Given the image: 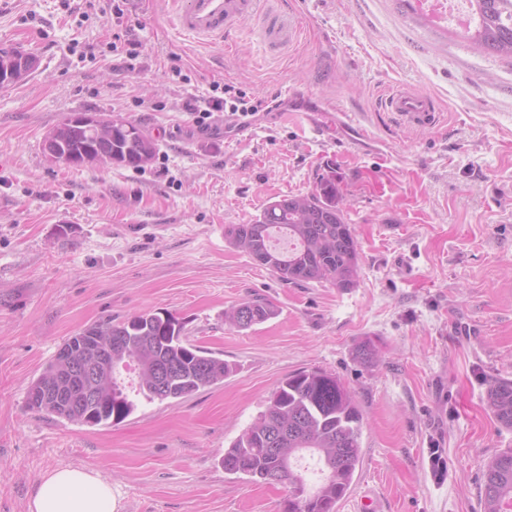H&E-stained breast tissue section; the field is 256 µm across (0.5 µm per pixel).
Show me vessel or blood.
Wrapping results in <instances>:
<instances>
[{
  "label": "vessel or blood",
  "mask_w": 512,
  "mask_h": 512,
  "mask_svg": "<svg viewBox=\"0 0 512 512\" xmlns=\"http://www.w3.org/2000/svg\"><path fill=\"white\" fill-rule=\"evenodd\" d=\"M258 4L259 0H180L177 21L186 34L220 39L241 18L255 14ZM386 105L406 126L431 127L439 121L433 99L425 94L397 88Z\"/></svg>",
  "instance_id": "1"
}]
</instances>
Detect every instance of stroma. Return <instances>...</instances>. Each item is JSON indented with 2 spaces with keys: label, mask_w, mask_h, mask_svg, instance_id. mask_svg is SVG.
Here are the masks:
<instances>
[{
  "label": "stroma",
  "mask_w": 512,
  "mask_h": 512,
  "mask_svg": "<svg viewBox=\"0 0 512 512\" xmlns=\"http://www.w3.org/2000/svg\"><path fill=\"white\" fill-rule=\"evenodd\" d=\"M174 0H0V47L39 59L0 86V512H28L38 478L90 467L121 512H282L286 488L225 474V448L289 374L339 376L364 415L362 463L337 512H482L485 462L512 448L487 404L512 379V59L435 26L413 0H259L220 41L184 35ZM296 11L301 40L265 32ZM139 41L129 60L125 33ZM231 85L269 102L234 137L184 105ZM404 87L440 111L399 125ZM78 112L118 114L157 142L151 165L65 167L47 130ZM335 171L359 243L354 287L288 284L230 245L273 197ZM248 299L274 318L224 321ZM169 311L190 343L233 364L222 385L139 402L87 426L32 412L27 388L64 341L110 318ZM370 343L375 363L361 360ZM447 463L435 477L429 460Z\"/></svg>",
  "instance_id": "1"
}]
</instances>
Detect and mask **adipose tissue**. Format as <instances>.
Instances as JSON below:
<instances>
[{
	"mask_svg": "<svg viewBox=\"0 0 512 512\" xmlns=\"http://www.w3.org/2000/svg\"><path fill=\"white\" fill-rule=\"evenodd\" d=\"M28 512H121V501L98 472L66 466L41 476Z\"/></svg>",
	"mask_w": 512,
	"mask_h": 512,
	"instance_id": "1",
	"label": "adipose tissue"
}]
</instances>
